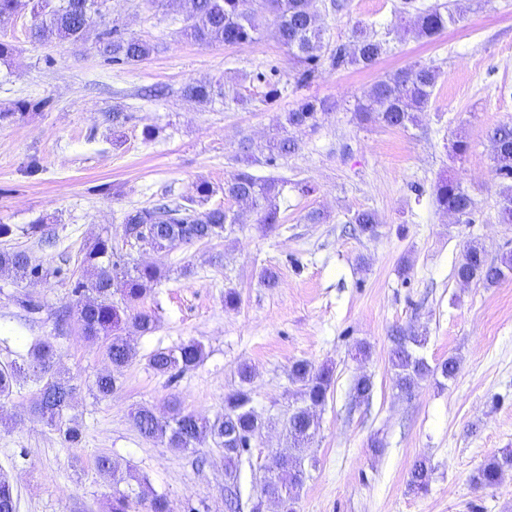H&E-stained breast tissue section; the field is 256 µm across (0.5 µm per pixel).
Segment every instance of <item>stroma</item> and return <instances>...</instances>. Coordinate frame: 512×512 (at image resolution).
<instances>
[{
  "label": "stroma",
  "mask_w": 512,
  "mask_h": 512,
  "mask_svg": "<svg viewBox=\"0 0 512 512\" xmlns=\"http://www.w3.org/2000/svg\"><path fill=\"white\" fill-rule=\"evenodd\" d=\"M399 2L342 0L336 11L331 0H319L331 44L347 42L360 21L389 50L369 68L322 66L303 85L273 25L250 43L201 45L182 36L173 2L108 0L81 45L32 44L26 8L0 19V39L17 46L0 63V107L34 105L0 123V224L14 229L0 249H21L33 263L63 270L43 280L0 276V362L21 360L32 338L53 341L58 368L77 387L69 414L84 432L73 448L31 415V379L21 378L0 401V470L14 484L16 512H105L115 487L95 468L102 452L149 480L117 487L130 512H145L151 489L166 495L170 512H226L223 448L210 441L193 453L167 448L143 438L130 413L145 405L166 414L175 397L186 410L215 418L225 394L238 388L243 363L254 371L253 406L273 421L238 469L240 512H251L263 466L288 447L284 423L298 389L290 369L300 360L332 366L334 382L319 430L301 452L297 512H512V470L494 488L473 483L482 464L512 450V274L492 287L453 275L467 242L481 243L491 261L512 251V224L498 218L488 138L491 128L512 121V0H446L455 20L433 42L406 33L394 12ZM113 25L153 43L154 54L129 65L104 62L93 46ZM414 63L441 72L427 111L404 128L359 120L363 91ZM194 79L222 81L252 103L185 99L182 88ZM273 86L279 93L272 98ZM305 99L334 108L317 127L292 130L294 154L253 167L290 182L276 228L264 229L247 211L207 243L167 253L130 249V262L164 269L143 301L157 328H126L135 357L112 397L95 398L90 385L107 366L103 342L84 340L77 322L63 330L56 323L72 280L83 274V248L118 231L128 211L194 197L203 182L214 188L208 207L231 208L222 188L240 166L241 139H266ZM148 127L155 131L150 142L142 136ZM460 138L468 151L456 160L452 144ZM446 176L471 195L470 223L436 206L434 186ZM299 182L311 193H299ZM365 209L378 215L377 237L350 230L352 215ZM313 210L324 211L327 222L308 223ZM32 224L45 225L53 246L28 235ZM266 268L277 272V288L263 285ZM230 290L239 297L233 306L224 302ZM23 294L43 304L35 319L16 303ZM410 328L427 330L429 364L453 356L459 367L453 379L424 381L406 398L393 387L389 351L393 336ZM190 340L205 350L195 368L170 379L148 366L152 351ZM360 342L369 344L368 355H357ZM362 375L373 393L355 408L349 390ZM420 457L433 475L428 490L415 494L407 480Z\"/></svg>",
  "instance_id": "35a3bbf8"
}]
</instances>
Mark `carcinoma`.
Listing matches in <instances>:
<instances>
[{
  "mask_svg": "<svg viewBox=\"0 0 512 512\" xmlns=\"http://www.w3.org/2000/svg\"><path fill=\"white\" fill-rule=\"evenodd\" d=\"M104 0H28L32 4L31 43L45 45L56 41L73 44L86 40L94 18L100 15ZM184 16L182 33L186 39L198 44L237 45L252 42L262 34V18L252 7L253 0H173ZM265 10L276 23V36L288 55L300 66L298 82L308 81L323 64L336 69L345 66H373L386 52L387 40L370 32L366 27H353L348 44L335 47L326 40L320 23L315 0H264ZM399 15L414 14L410 30L418 38L433 39L440 35L448 23L454 21L449 7L444 4H418L416 0H403L397 9ZM96 51L108 63L131 64L148 58L155 52V45L136 36H126L113 26L99 33ZM439 69L433 65L414 64L378 80L364 91L357 105V114L366 121L387 127H404L416 119L415 113L424 112L431 103ZM185 97L199 102L224 98V84L212 80H195L182 89ZM331 103L323 100H304L285 113L279 124L280 132L265 144H256L249 137L240 142L246 165L224 181V196L249 208L259 215V222L272 229L279 223V200L284 182L261 177L251 171L259 157L272 165L277 159L295 152L297 143L288 136V129L314 127L319 115L329 111ZM488 137L493 150V169L503 182L500 192L499 213L503 222H512V122L493 127ZM215 189L207 183L197 187V197L182 202L144 207L127 213L121 224L120 239L131 247L145 239L153 250L169 251L181 245L219 238L226 225L239 223V215L221 207L200 209ZM434 201L438 208L471 223L474 202L461 183L451 178H441L434 187ZM351 223L357 225L361 235L374 237L379 222L375 212H356ZM85 279L77 282L72 290L74 299L68 302V313L76 316L82 335L90 342H105V356L112 370L97 375L92 391L100 399L109 398L117 389L115 374L121 372L133 359L134 353L123 336L124 326L132 323L141 333L156 329L154 312L140 306L147 290L162 276L156 265H129L114 244L112 232L98 235L86 245L82 259ZM512 272V252L501 255L496 262L487 259L484 247L469 243L454 267L459 280L493 286ZM10 273L19 279H43L57 275L59 270L45 268L31 262L22 250H0V275ZM119 293L121 302L112 301V294ZM19 307L34 317L43 308L41 301L29 294L16 298ZM427 343V336L411 332L394 337L390 362L394 370V387L410 397L422 381L442 377H455L458 360L449 357L432 366L420 354ZM204 358L201 343L190 340L174 349H157L148 357L149 367L158 375L171 379L197 366ZM58 350L48 340L33 341L27 352V367L36 378L37 389L32 412L53 427L71 446L81 443L78 425L66 418L71 408L76 386L72 378L56 369ZM22 367L12 361L0 364V398H8L21 373ZM294 383L299 385L297 401L292 407L284 427L289 449L272 456L264 467L259 494L277 499L280 512H296L299 491L304 481V471L299 456L319 429L318 411L324 406L332 385L331 370L316 367L307 361H297L290 370ZM240 387L224 396V412L210 421L185 410L179 401L172 400L169 416L159 417L147 406H139L132 419L139 433L146 439L156 440L168 448L181 452L198 447L208 439L225 448L239 452L225 456V476L237 479V467L246 454L245 447L259 437L266 426V419L252 405L247 388L251 371H239ZM373 392L372 381L363 376L351 389V402L361 405L369 401ZM100 476L112 481L132 479L148 483L131 469L124 471L105 453L96 457ZM512 469V452L496 456L483 465L475 476L480 488L496 486L503 473ZM433 469L425 459L416 461L410 471L409 489L419 493L427 490ZM14 486L10 478L0 474V512H15Z\"/></svg>",
  "mask_w": 512,
  "mask_h": 512,
  "instance_id": "cac0c4a2",
  "label": "carcinoma"
}]
</instances>
